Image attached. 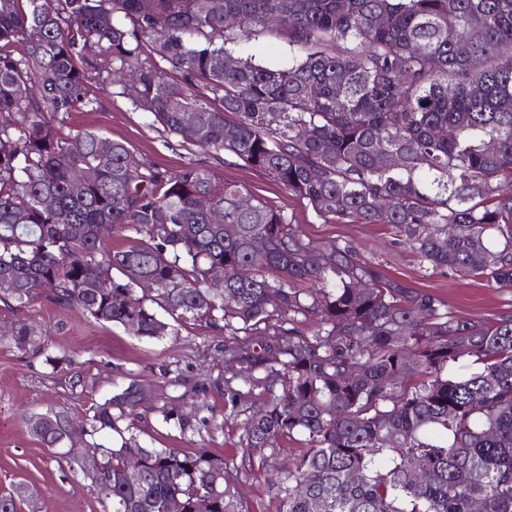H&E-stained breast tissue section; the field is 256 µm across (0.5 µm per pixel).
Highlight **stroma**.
Here are the masks:
<instances>
[{
  "mask_svg": "<svg viewBox=\"0 0 512 512\" xmlns=\"http://www.w3.org/2000/svg\"><path fill=\"white\" fill-rule=\"evenodd\" d=\"M85 128L125 142L138 158L171 170L189 162L207 166L220 180L244 186L283 211L306 237L351 243L364 258L409 285L438 295L459 317L492 320L512 314V290L433 273L391 225L340 223L320 216L306 201L233 157L225 154L216 159L210 151L163 134L146 113L121 97L105 101L100 111L73 113L60 131L67 134ZM18 321L28 324L63 362L53 369L35 352L0 344V493L23 481L38 491L41 512H101L90 481L76 464L51 460L49 451L30 434L26 419L50 409L84 417L92 401L135 379L158 390L155 411L133 421L141 443L207 448L223 455L238 472L237 495L250 512H275L264 471L241 462L240 431L224 406V379L231 368L221 355L223 336L187 324L175 339H140L123 328L86 319L78 311L56 308L42 296L21 311L0 304V322ZM163 405L193 413L194 430L183 433L174 424L164 423L159 411Z\"/></svg>",
  "mask_w": 512,
  "mask_h": 512,
  "instance_id": "35a3bbf8",
  "label": "stroma"
}]
</instances>
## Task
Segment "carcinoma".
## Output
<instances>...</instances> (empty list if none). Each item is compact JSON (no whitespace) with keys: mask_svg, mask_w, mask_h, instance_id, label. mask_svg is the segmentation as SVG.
<instances>
[{"mask_svg":"<svg viewBox=\"0 0 512 512\" xmlns=\"http://www.w3.org/2000/svg\"><path fill=\"white\" fill-rule=\"evenodd\" d=\"M254 34L288 44L292 61L244 53ZM508 44L512 0H0V280L12 284L0 301L21 311L43 288L58 308L136 324L141 339L175 338L191 321L224 334V357L266 394L255 409L224 380L242 456L267 472L276 512H512V315L458 317L203 166L134 163L119 141L101 152L98 130L57 126L100 110L115 86L157 128L236 158L317 213L391 224L433 271L511 289ZM213 208L224 223L209 222ZM125 231L129 244L107 245ZM4 340L61 362L22 322ZM140 389L133 380L93 402L81 425L51 410L56 424L40 429L32 415L30 432L59 460L73 436L99 449L78 468L103 512H247L237 474L206 448L97 442L149 411ZM162 416L192 429L187 414ZM298 436L300 453L273 463ZM24 506H37L27 485L0 493V512Z\"/></svg>","mask_w":512,"mask_h":512,"instance_id":"cac0c4a2","label":"carcinoma"}]
</instances>
